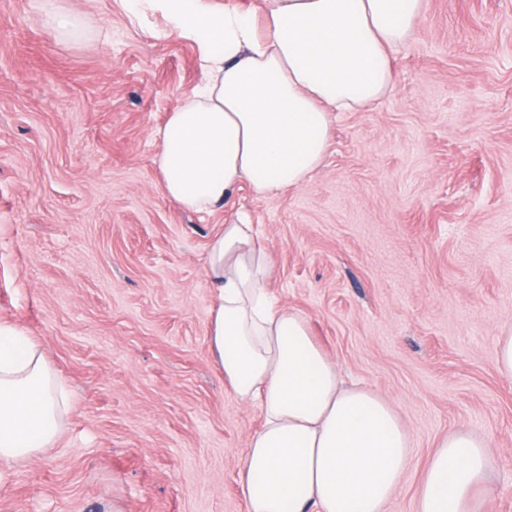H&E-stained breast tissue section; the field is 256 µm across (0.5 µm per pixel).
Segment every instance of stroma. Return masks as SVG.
Here are the masks:
<instances>
[{
  "mask_svg": "<svg viewBox=\"0 0 512 512\" xmlns=\"http://www.w3.org/2000/svg\"><path fill=\"white\" fill-rule=\"evenodd\" d=\"M74 16L68 40L50 14ZM160 15L120 0H0V319L69 388L52 448L0 481V512H247L262 425L210 349L207 245L259 225L271 288L347 382L387 398L412 462L386 512H414L436 440L488 436L481 512H512V0H428L388 93L341 113L299 188H241L213 214L161 190L154 130L203 75ZM496 360L498 372L512 379V323H505L499 328Z\"/></svg>",
  "mask_w": 512,
  "mask_h": 512,
  "instance_id": "stroma-1",
  "label": "stroma"
}]
</instances>
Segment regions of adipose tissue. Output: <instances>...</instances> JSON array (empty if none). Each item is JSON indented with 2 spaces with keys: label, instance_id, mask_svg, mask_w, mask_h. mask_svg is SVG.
Wrapping results in <instances>:
<instances>
[{
  "label": "adipose tissue",
  "instance_id": "ef3b65f1",
  "mask_svg": "<svg viewBox=\"0 0 512 512\" xmlns=\"http://www.w3.org/2000/svg\"><path fill=\"white\" fill-rule=\"evenodd\" d=\"M129 17L161 14L191 42L204 81L156 133L164 194L210 213L249 186L259 196L302 185L323 163L337 113L378 101L392 54L425 0H123ZM275 263L256 225L225 224L206 271L216 295L208 334L224 381L263 424L242 464L248 512H386L411 465L394 406L346 383L301 313L274 304ZM71 406L39 345L0 322V480L55 441ZM491 440L452 429L436 443L415 512H479Z\"/></svg>",
  "mask_w": 512,
  "mask_h": 512
}]
</instances>
